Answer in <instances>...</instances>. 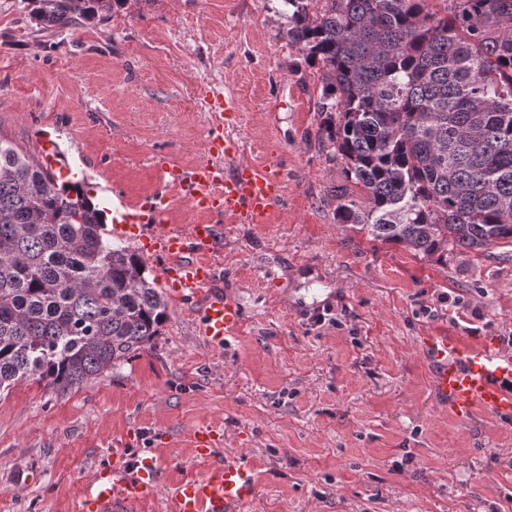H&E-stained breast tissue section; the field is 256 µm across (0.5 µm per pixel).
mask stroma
<instances>
[{
  "instance_id": "35a3bbf8",
  "label": "stroma",
  "mask_w": 512,
  "mask_h": 512,
  "mask_svg": "<svg viewBox=\"0 0 512 512\" xmlns=\"http://www.w3.org/2000/svg\"><path fill=\"white\" fill-rule=\"evenodd\" d=\"M285 32L281 0H123L62 33L0 0V137L33 156L35 128H65L92 199L152 195L155 154L197 164L227 95L240 161L286 184L270 223L221 225L213 286L244 313L224 349L199 302L172 300L145 351L81 388L0 395V512H76L116 454L155 456L165 485L197 476L205 427L216 457L256 466L242 512H512V418L459 421L419 343L450 328L512 352V246L424 258L337 224L366 194L330 160L319 75Z\"/></svg>"
}]
</instances>
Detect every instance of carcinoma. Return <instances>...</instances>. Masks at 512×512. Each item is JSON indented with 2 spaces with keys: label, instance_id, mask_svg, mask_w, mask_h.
Here are the masks:
<instances>
[{
  "label": "carcinoma",
  "instance_id": "carcinoma-1",
  "mask_svg": "<svg viewBox=\"0 0 512 512\" xmlns=\"http://www.w3.org/2000/svg\"><path fill=\"white\" fill-rule=\"evenodd\" d=\"M121 0H27L43 30ZM288 44L317 68L320 133L368 206L337 223L430 257L512 244V0H282ZM77 183L0 138V390L66 395L146 349L167 301L104 238Z\"/></svg>",
  "mask_w": 512,
  "mask_h": 512
}]
</instances>
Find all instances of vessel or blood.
<instances>
[{
	"instance_id": "1",
	"label": "vessel or blood",
	"mask_w": 512,
	"mask_h": 512,
	"mask_svg": "<svg viewBox=\"0 0 512 512\" xmlns=\"http://www.w3.org/2000/svg\"><path fill=\"white\" fill-rule=\"evenodd\" d=\"M219 121L210 130L206 156L193 168L158 157V190L121 213L112 224L116 236L137 240L147 257L162 259V280L176 298H202L198 313L199 336L209 346L223 348L235 335L242 312L230 297L211 287V259L222 248L217 225L189 224L182 228L165 222L161 200L177 192L191 209L250 224L269 223L279 211L284 179L277 166L238 164L235 146L224 137V124L236 118L237 99L215 102ZM50 168L66 170L68 159L51 132L35 133ZM423 348L434 364L435 391L454 414L467 421L480 413L512 415V354L496 350L486 339L441 331L424 337ZM211 431L194 434L197 453L207 458L197 478L174 485L169 491L171 512H240L255 493V476L249 460H211ZM160 491L155 459L115 457L96 468L79 504V512H124L127 506L152 499Z\"/></svg>"
}]
</instances>
